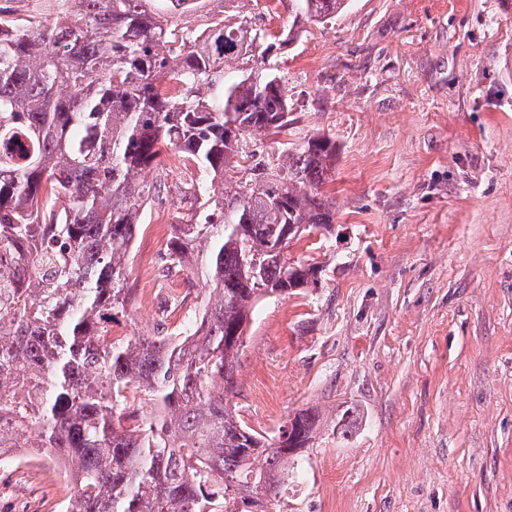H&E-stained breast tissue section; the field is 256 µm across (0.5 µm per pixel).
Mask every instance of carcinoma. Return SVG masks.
<instances>
[{"label":"carcinoma","mask_w":512,"mask_h":512,"mask_svg":"<svg viewBox=\"0 0 512 512\" xmlns=\"http://www.w3.org/2000/svg\"><path fill=\"white\" fill-rule=\"evenodd\" d=\"M203 2L224 8L200 31L155 0H52L55 17L27 23L0 6V448L60 461L75 483L66 512L260 507L320 421L305 409L266 437L229 395L258 302L318 283L289 242L334 215L319 197L333 136L285 143L270 167L252 161L255 136L293 121L284 79L261 59L349 0H288L278 35L252 22L251 0ZM167 150L205 177L167 270L207 296L177 333L116 339L157 190L145 174ZM227 167L242 177L224 180ZM137 399L150 411L137 415ZM28 424L36 437L15 440Z\"/></svg>","instance_id":"1"}]
</instances>
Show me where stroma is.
Here are the masks:
<instances>
[{"label":"stroma","instance_id":"obj_1","mask_svg":"<svg viewBox=\"0 0 512 512\" xmlns=\"http://www.w3.org/2000/svg\"><path fill=\"white\" fill-rule=\"evenodd\" d=\"M268 64L294 122L257 158L325 133L339 159L330 232L288 247L318 284L256 306L230 398L266 436L320 415L265 512H512V0H352ZM175 157L148 174L113 335L178 329L203 297L163 273L201 178ZM72 494L47 457L0 472V512Z\"/></svg>","mask_w":512,"mask_h":512}]
</instances>
